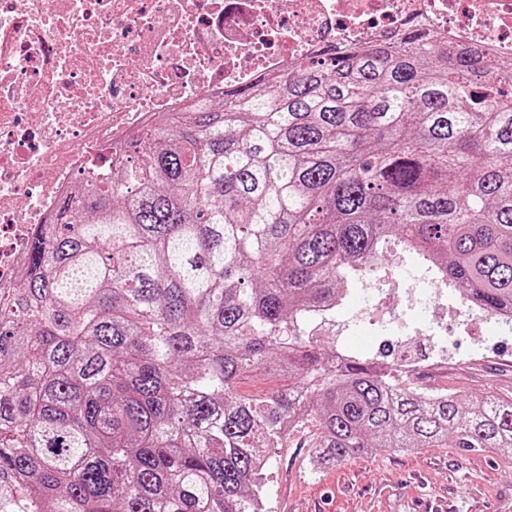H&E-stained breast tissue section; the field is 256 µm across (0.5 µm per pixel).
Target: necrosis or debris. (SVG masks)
<instances>
[{"instance_id":"obj_1","label":"necrosis or debris","mask_w":512,"mask_h":512,"mask_svg":"<svg viewBox=\"0 0 512 512\" xmlns=\"http://www.w3.org/2000/svg\"><path fill=\"white\" fill-rule=\"evenodd\" d=\"M410 21L512 58V0H0V288L16 287L36 226L158 113ZM417 299L432 364L446 366V317L482 315L434 281ZM358 321L398 336L387 299ZM398 338L401 370L422 374L414 338Z\"/></svg>"}]
</instances>
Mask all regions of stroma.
Masks as SVG:
<instances>
[{
  "label": "stroma",
  "instance_id": "1",
  "mask_svg": "<svg viewBox=\"0 0 512 512\" xmlns=\"http://www.w3.org/2000/svg\"><path fill=\"white\" fill-rule=\"evenodd\" d=\"M392 257H382L374 270L348 276L336 321L345 331L337 345L370 358L391 354L385 337L353 327L357 312L371 308L373 299L362 279L393 276ZM495 321L462 325L449 319L446 336L465 358V365L434 371L424 383L437 392L459 395L512 394V335L502 337L500 353L472 356L478 340L496 331ZM310 438L301 433L278 449L267 471V512H306L318 503L322 512H421L424 504L445 512H494L512 508V463L480 451L427 448L413 454L393 450L355 456L327 473H314L308 460Z\"/></svg>",
  "mask_w": 512,
  "mask_h": 512
}]
</instances>
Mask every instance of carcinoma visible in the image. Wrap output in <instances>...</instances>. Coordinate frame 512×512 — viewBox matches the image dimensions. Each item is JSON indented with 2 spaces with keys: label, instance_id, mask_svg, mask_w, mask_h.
I'll return each mask as SVG.
<instances>
[{
  "label": "carcinoma",
  "instance_id": "obj_1",
  "mask_svg": "<svg viewBox=\"0 0 512 512\" xmlns=\"http://www.w3.org/2000/svg\"><path fill=\"white\" fill-rule=\"evenodd\" d=\"M392 235L466 305L512 313L511 62L408 22L132 137L0 298V512H255L305 427L317 472L511 459L512 395H433L312 330ZM256 368L288 387L238 392Z\"/></svg>",
  "mask_w": 512,
  "mask_h": 512
}]
</instances>
